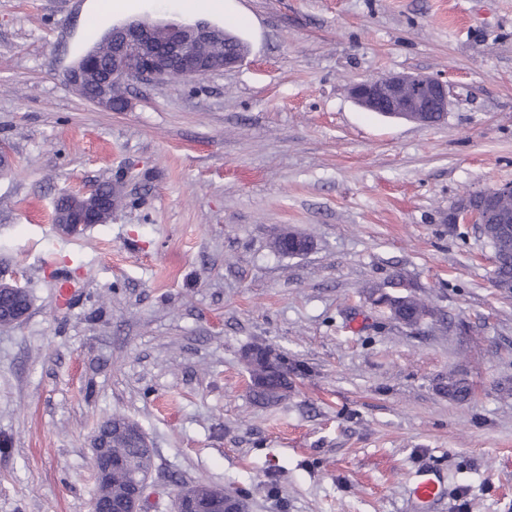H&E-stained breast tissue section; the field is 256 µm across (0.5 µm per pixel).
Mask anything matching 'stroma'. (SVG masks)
I'll list each match as a JSON object with an SVG mask.
<instances>
[{
	"label": "stroma",
	"instance_id": "35a3bbf8",
	"mask_svg": "<svg viewBox=\"0 0 512 512\" xmlns=\"http://www.w3.org/2000/svg\"><path fill=\"white\" fill-rule=\"evenodd\" d=\"M0 0V270L32 295L0 327V512H90V443L121 414L154 448L148 512L179 485L244 489L250 512H512V294L469 193L512 182V0H231L206 20L247 51L228 71L127 84L124 111L65 71L132 17L189 22L176 0ZM448 82L443 121L358 107L352 83ZM112 183V219L59 235L54 200ZM283 230L303 256L276 253ZM402 274L435 309L390 319L366 285ZM303 368L256 404L243 350ZM468 400L450 399L449 376ZM409 494L418 512H429L433 505L444 496L443 479L433 466L418 469L413 477Z\"/></svg>",
	"mask_w": 512,
	"mask_h": 512
}]
</instances>
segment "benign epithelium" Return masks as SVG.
Listing matches in <instances>:
<instances>
[{
    "instance_id": "obj_1",
    "label": "benign epithelium",
    "mask_w": 512,
    "mask_h": 512,
    "mask_svg": "<svg viewBox=\"0 0 512 512\" xmlns=\"http://www.w3.org/2000/svg\"><path fill=\"white\" fill-rule=\"evenodd\" d=\"M166 44L155 46L154 28L131 22L112 28V73L107 81L156 83L169 80V74L179 70L187 78L206 76L237 67L242 56L226 54L204 60L197 44L214 37V27L207 21L171 24L165 29ZM82 63L67 70L68 85L84 99L106 109L107 93L97 97L88 93L81 78ZM350 97L362 109L377 112L385 117L403 119L418 124H431L433 117L448 112V82L433 76L407 72L392 73L377 78H367L350 87ZM512 197V183L477 191L462 198L448 210L450 224H505L506 213L497 206L501 198ZM63 203H54V224L63 235L76 234L93 225L105 224L112 219L108 200L96 191L68 193ZM14 299V303L0 307V326L22 324L31 309V298L26 286L15 273L0 272V296ZM102 424L92 441V469L98 487L92 512H108L112 500V469L120 467L135 474V481L127 484L119 504L122 512H143V498L150 473L122 460H112L109 446L103 442ZM121 434L141 448L143 453L154 455V448L142 430L137 427L121 428ZM208 508L211 512H249L247 500L234 497L224 488L197 483L195 488L177 498L175 512H197Z\"/></svg>"
}]
</instances>
